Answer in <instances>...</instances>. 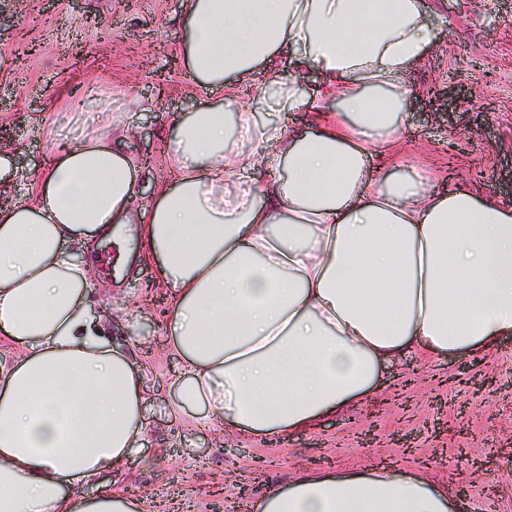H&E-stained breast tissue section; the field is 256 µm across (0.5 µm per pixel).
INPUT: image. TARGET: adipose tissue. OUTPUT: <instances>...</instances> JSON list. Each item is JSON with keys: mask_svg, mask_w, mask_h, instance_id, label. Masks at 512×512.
<instances>
[{"mask_svg": "<svg viewBox=\"0 0 512 512\" xmlns=\"http://www.w3.org/2000/svg\"><path fill=\"white\" fill-rule=\"evenodd\" d=\"M185 63L200 103L167 141L174 184L134 207L124 133L55 151L30 201L0 210V512H144L107 478L142 432L144 370L89 312L99 238L153 259L184 370L178 409L286 436L370 395L417 350L477 354L512 336V205L375 180L371 131L392 128L403 75L437 40L420 0H185ZM288 55V107L318 73L339 108L313 133L258 123L238 89ZM224 90V104L210 96ZM252 149L234 153L224 109ZM272 183L249 185L254 169ZM228 183L242 194H225ZM102 479L96 495L81 488ZM445 488L373 470L305 471L254 512H451Z\"/></svg>", "mask_w": 512, "mask_h": 512, "instance_id": "adipose-tissue-1", "label": "adipose tissue"}]
</instances>
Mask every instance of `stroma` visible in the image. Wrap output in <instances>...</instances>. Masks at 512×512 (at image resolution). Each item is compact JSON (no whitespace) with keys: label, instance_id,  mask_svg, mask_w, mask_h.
Returning <instances> with one entry per match:
<instances>
[{"label":"stroma","instance_id":"1","mask_svg":"<svg viewBox=\"0 0 512 512\" xmlns=\"http://www.w3.org/2000/svg\"><path fill=\"white\" fill-rule=\"evenodd\" d=\"M435 46L404 82L402 145L386 174L427 187L467 184L512 203V0H421ZM184 0H0V152L15 179L0 207L22 202L50 143L128 125L140 166L135 203L149 206L174 174L160 148L195 109L179 40ZM316 105L289 110L278 92L256 95L261 122L297 136L336 102L310 75ZM92 312L115 311L113 346L146 367L142 437L112 477L147 512H251L269 486L311 471L365 468L422 475L447 487L454 512H512V337L483 355L412 351L385 366L378 391L290 436L258 438L174 414L183 363L154 307L166 304L157 266L99 240Z\"/></svg>","mask_w":512,"mask_h":512}]
</instances>
